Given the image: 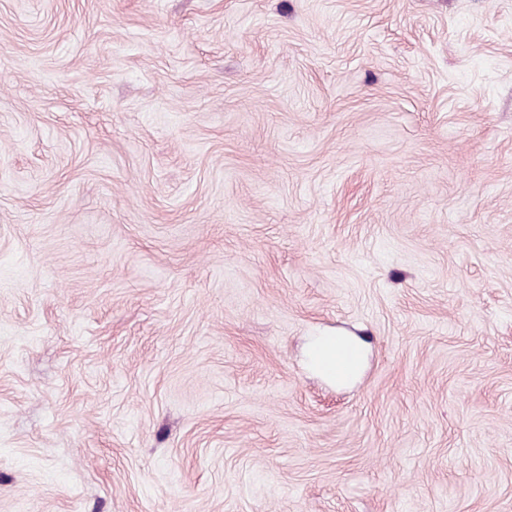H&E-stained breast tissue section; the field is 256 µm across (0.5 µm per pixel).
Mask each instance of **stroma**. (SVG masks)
<instances>
[{
    "instance_id": "stroma-1",
    "label": "stroma",
    "mask_w": 512,
    "mask_h": 512,
    "mask_svg": "<svg viewBox=\"0 0 512 512\" xmlns=\"http://www.w3.org/2000/svg\"><path fill=\"white\" fill-rule=\"evenodd\" d=\"M0 512H512V0H0ZM336 339L344 343L353 345L358 351V359L351 366L349 374L345 377L336 378L323 370V363H329L336 366V361L339 360V354L336 352ZM305 358L308 367L318 375L322 376L330 383L336 382H349L358 377L362 369L363 362V349L356 336L347 334H322L314 336L308 343L305 349Z\"/></svg>"
}]
</instances>
